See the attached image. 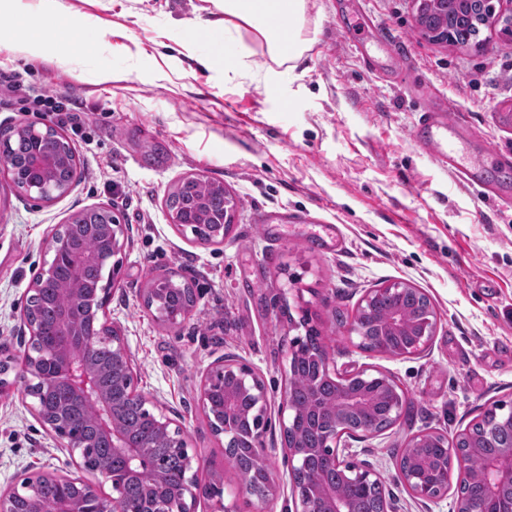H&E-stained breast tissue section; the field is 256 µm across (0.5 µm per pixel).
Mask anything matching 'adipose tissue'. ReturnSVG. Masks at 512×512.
Here are the masks:
<instances>
[{
  "label": "adipose tissue",
  "mask_w": 512,
  "mask_h": 512,
  "mask_svg": "<svg viewBox=\"0 0 512 512\" xmlns=\"http://www.w3.org/2000/svg\"><path fill=\"white\" fill-rule=\"evenodd\" d=\"M224 17L219 24H193L191 41H208L200 64L234 61L238 70L251 74L259 81L270 80L272 70L254 69L249 58L250 48L239 38V26L253 29L262 39L270 59L277 65L298 63L308 49L303 35L306 0H215ZM20 28L30 34L29 47L38 51L44 41L66 37L73 20L52 13L16 17Z\"/></svg>",
  "instance_id": "adipose-tissue-1"
}]
</instances>
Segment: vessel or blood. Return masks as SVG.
Here are the masks:
<instances>
[{"mask_svg":"<svg viewBox=\"0 0 512 512\" xmlns=\"http://www.w3.org/2000/svg\"><path fill=\"white\" fill-rule=\"evenodd\" d=\"M411 136L415 144L430 155L449 174L457 177L467 188L489 192L490 185L485 175L484 156H492L497 164L507 168L512 166V154L500 153L492 147H485L483 156L463 154L465 142L461 124L451 112L439 103L430 104L421 112L414 123Z\"/></svg>","mask_w":512,"mask_h":512,"instance_id":"vessel-or-blood-1","label":"vessel or blood"}]
</instances>
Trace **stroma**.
Wrapping results in <instances>:
<instances>
[{
    "mask_svg": "<svg viewBox=\"0 0 512 512\" xmlns=\"http://www.w3.org/2000/svg\"><path fill=\"white\" fill-rule=\"evenodd\" d=\"M22 6L88 18L97 29H74L34 58L12 9L0 8V74L77 100L82 117L74 129L20 98L0 107L1 131L56 128L79 160L72 190L50 202L20 194L0 170V359L11 360L0 386V489L57 472L112 494L38 420L21 374L23 309L51 229L113 205L130 231L106 318L122 333L148 410L183 428L201 482L220 479L239 512H283L287 350L306 317L337 372L378 371L406 394L395 425L353 446L381 473L395 512H455L453 489L434 502L413 499L397 462L416 434L453 439L493 406L512 405V207L462 186L414 146L410 130L433 93L473 134V149L512 153V33L492 19L462 46L424 35L415 0H307L309 50L264 84L189 57L188 24L220 17L210 0ZM366 53L379 72L365 67ZM107 71L112 80H102ZM190 175L223 184L237 202L223 244H201L170 221L167 196ZM156 276L194 288L197 304L181 324L144 307L140 291ZM399 281L430 295L431 342L411 357L360 349L337 316L353 317L369 290ZM226 355L267 388L265 454L281 492L265 502L244 492L199 403L202 377Z\"/></svg>",
    "mask_w": 512,
    "mask_h": 512,
    "instance_id": "35a3bbf8",
    "label": "stroma"
}]
</instances>
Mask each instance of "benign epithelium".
<instances>
[{
  "label": "benign epithelium",
  "instance_id": "obj_1",
  "mask_svg": "<svg viewBox=\"0 0 512 512\" xmlns=\"http://www.w3.org/2000/svg\"><path fill=\"white\" fill-rule=\"evenodd\" d=\"M471 12L479 13L484 20L493 15L492 0H466V13L459 14L461 21L468 20ZM21 131L32 143L28 155L19 164V184L17 188L34 200L49 201L68 192L73 186L77 156L70 143L64 142V150L50 154L42 151L39 142L52 132V129H40L25 125ZM236 210V201L228 194L224 195V219L218 224H194L192 232L197 240L205 244H222L228 235L232 217ZM107 216L101 223L94 217L93 210L87 209L75 213L63 225L52 229L46 240L47 252L51 260L43 266L33 279L30 291L36 293L45 280L53 277L60 261L69 262L72 271L71 291L80 299L81 273L88 261L106 264L108 258L84 249L82 243L93 237L103 239L111 254L120 252L128 239L127 227L121 223L118 214L110 209L100 208ZM174 286L171 278L155 277L145 289L144 301L147 307L155 306L165 289ZM393 295L400 298L412 296L418 317L415 331L409 342L388 347L383 339L369 336L370 325L365 317L373 313L374 304L381 295ZM62 336L56 345V356L60 359L58 382L66 385L81 399L97 403L103 417L98 421L100 436L109 441L112 448L121 452L129 462L139 470V475L147 487L152 486V465L147 448L148 443L135 444L129 441L119 430L116 414L124 402L137 400L146 403L134 385L135 369L130 359L123 337L117 329L104 321L96 330V335L80 340L75 319L70 315L62 317ZM437 317L429 296L421 289L406 282H396L368 291L361 300L358 312L344 324L348 336H356L358 347L371 345L373 349L393 356H407L422 352L434 336ZM103 341L112 345L114 359L125 365L127 378L121 396L109 397L99 386L97 371L88 363L93 343ZM319 376L332 380L338 386L333 401L336 410L331 420L321 431L322 444L313 449L295 427L297 417L302 413L318 410L317 401L309 400L298 404L290 392H285L283 406L288 409V422L283 424V433L290 462L289 484L295 496L294 512H353L348 500L341 491V481L353 485L358 491L368 493L380 482L379 473L365 460H355L351 441L364 439L377 434V430L350 419L352 415L368 411L371 392L375 391L389 401L388 416L396 419L401 416L405 406V394L399 386L381 372L372 374L366 369H358L340 375L330 368V357L325 348H319L316 354ZM249 397L252 409L257 415L267 410V394L259 376L248 366L240 364L231 356L218 359L206 373L199 389V402L208 417L214 420L215 433L224 438L238 439L239 429L234 420L237 401L240 397ZM32 409L36 416L51 431L63 435L64 421L48 413L39 403ZM167 443L182 451H187V441L180 426H172V420L161 416L157 420ZM507 427V437L500 440L497 452L484 458L482 470L472 475L466 468L464 457L479 452L478 446L450 445L448 437L437 432H425L411 438L408 455L397 464L398 475L411 495L421 501H434L443 498L450 489L452 474H457V482L464 485L472 478H478L486 491L478 500L458 497L456 512H492L491 505L504 497L512 498V416L500 422ZM264 429L256 427L250 431L252 447L257 469L269 474L268 462L263 448ZM186 472L176 478L178 491L166 498L164 508L159 509L150 499L132 505L121 496L107 498L97 492L95 487L77 478L64 477L65 484L81 485L83 491L78 496H67L56 506L55 512H196L197 503L211 496L210 487L187 475ZM251 495L266 501L275 492L273 480L268 478L245 486Z\"/></svg>",
  "mask_w": 512,
  "mask_h": 512
}]
</instances>
